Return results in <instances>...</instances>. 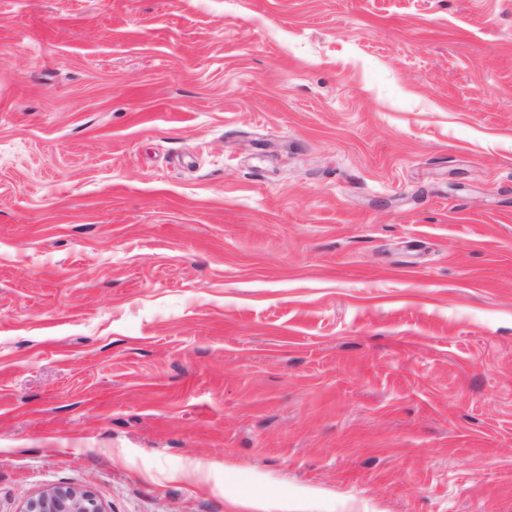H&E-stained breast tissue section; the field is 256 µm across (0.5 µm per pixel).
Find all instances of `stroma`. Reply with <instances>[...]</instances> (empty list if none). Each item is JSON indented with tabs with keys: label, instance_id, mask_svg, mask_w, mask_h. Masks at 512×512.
<instances>
[{
	"label": "stroma",
	"instance_id": "35a3bbf8",
	"mask_svg": "<svg viewBox=\"0 0 512 512\" xmlns=\"http://www.w3.org/2000/svg\"><path fill=\"white\" fill-rule=\"evenodd\" d=\"M56 485L512 512V0H0V512Z\"/></svg>",
	"mask_w": 512,
	"mask_h": 512
}]
</instances>
